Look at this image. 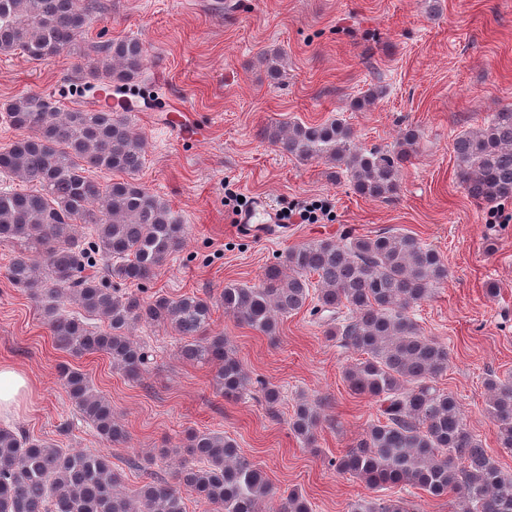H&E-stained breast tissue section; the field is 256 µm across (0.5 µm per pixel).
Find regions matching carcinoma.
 I'll return each instance as SVG.
<instances>
[{
	"mask_svg": "<svg viewBox=\"0 0 512 512\" xmlns=\"http://www.w3.org/2000/svg\"><path fill=\"white\" fill-rule=\"evenodd\" d=\"M98 0H0V52L19 50L39 61L78 42ZM98 63L80 93L95 85L125 94L146 66L142 42L127 37L97 49ZM0 119L21 136L0 148V176L23 188L0 187V244L13 247L7 278L40 304L56 345L82 356L104 353L126 377L137 379L148 363L145 347L130 336L139 322L171 326L186 338L182 356L216 368V389L226 396L251 381L221 334L206 335L213 305L197 295L144 299L110 288L100 277L97 254L111 261L108 276L131 284L150 281L185 240V227L160 197L140 182L144 142L123 115L93 108L60 109L40 93L0 106ZM261 135L290 157L326 159L345 171L354 190L375 199L398 188L399 176L418 139L407 129L398 149L361 150L341 119L290 122ZM467 194L496 204L512 199V106L484 125L461 132L453 143ZM118 172L125 179L102 184L90 173ZM83 224L84 248L75 229ZM446 278L440 256L409 233L384 232L341 241L321 239L290 249L265 268L260 285L227 283L220 294L224 315L268 336L278 318L304 307L320 316L327 335L359 355L345 371L351 390L382 402L384 421L348 450L336 469L366 485L418 486L433 496L457 495L460 512H512V475L500 470L465 430L454 397L435 385L448 369L446 346L426 337L410 310ZM73 301L76 311H68ZM70 401L83 421L109 445L127 432L112 404L94 392L85 373L63 372ZM488 412L503 448L512 449V377L487 380ZM319 422L317 407L298 405L292 431L309 442ZM193 464L179 483L219 512H262L273 495L264 473L221 434L189 439ZM0 512H185L181 493L149 482L132 494L121 488L109 458L100 452L57 448L0 427ZM278 512H311L291 491ZM352 512H412L405 500L358 502Z\"/></svg>",
	"mask_w": 512,
	"mask_h": 512,
	"instance_id": "obj_1",
	"label": "carcinoma"
}]
</instances>
